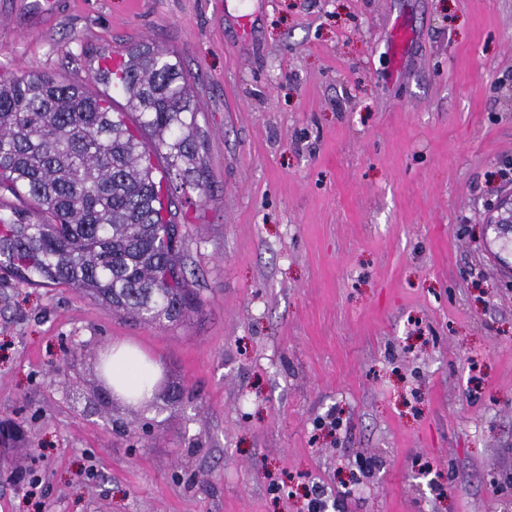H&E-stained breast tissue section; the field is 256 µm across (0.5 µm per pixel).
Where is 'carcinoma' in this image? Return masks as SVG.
<instances>
[{"label": "carcinoma", "mask_w": 512, "mask_h": 512, "mask_svg": "<svg viewBox=\"0 0 512 512\" xmlns=\"http://www.w3.org/2000/svg\"><path fill=\"white\" fill-rule=\"evenodd\" d=\"M86 83L0 75V268L146 318L153 302H192L174 192L211 191L200 104L180 61L144 42ZM125 107H115L111 92ZM23 197L28 212L10 208Z\"/></svg>", "instance_id": "obj_1"}]
</instances>
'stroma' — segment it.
<instances>
[{"label": "stroma", "instance_id": "1", "mask_svg": "<svg viewBox=\"0 0 512 512\" xmlns=\"http://www.w3.org/2000/svg\"><path fill=\"white\" fill-rule=\"evenodd\" d=\"M251 8L0 0V74L174 52L213 181L177 322L0 270V512H512V0ZM117 344L143 402L100 395ZM114 352V355L112 358L115 361V358L117 356L125 355V354H132L135 356V361L137 366L139 367V376H134V387L137 386V393L136 395H142L144 393H147L151 390L154 380V368L151 362H149L140 351L131 348L128 345H120L119 347L112 348V353ZM113 361V362H114Z\"/></svg>", "mask_w": 512, "mask_h": 512}]
</instances>
